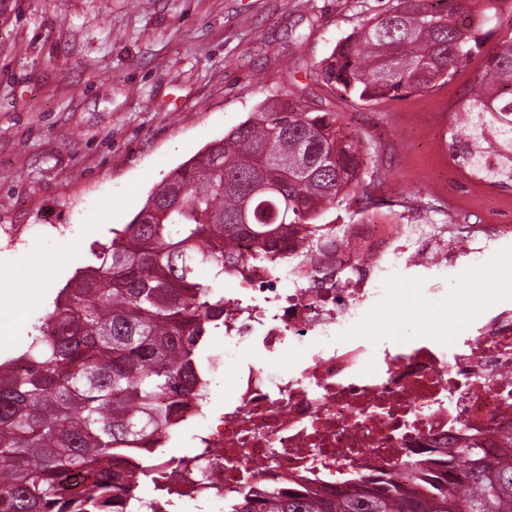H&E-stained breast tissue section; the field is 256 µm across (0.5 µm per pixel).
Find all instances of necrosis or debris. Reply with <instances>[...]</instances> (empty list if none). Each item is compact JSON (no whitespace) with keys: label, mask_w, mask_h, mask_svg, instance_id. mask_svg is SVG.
I'll return each instance as SVG.
<instances>
[{"label":"necrosis or debris","mask_w":512,"mask_h":512,"mask_svg":"<svg viewBox=\"0 0 512 512\" xmlns=\"http://www.w3.org/2000/svg\"><path fill=\"white\" fill-rule=\"evenodd\" d=\"M442 221L380 203L369 187L342 237L300 253L297 235L277 265L250 257L224 291V350L232 386L224 411L183 404L201 421L206 453L177 472L163 512H205L242 496L306 485L328 491L351 476L398 480L407 457L445 455L472 439L512 454V295L493 296L453 338L420 320L417 336H368L377 312L403 317L442 294L449 274L469 277L490 251L512 256V224L498 208L478 223L459 196L435 207ZM218 481H210L211 472Z\"/></svg>","instance_id":"obj_1"}]
</instances>
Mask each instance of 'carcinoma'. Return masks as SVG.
I'll return each instance as SVG.
<instances>
[{
  "instance_id": "carcinoma-1",
  "label": "carcinoma",
  "mask_w": 512,
  "mask_h": 512,
  "mask_svg": "<svg viewBox=\"0 0 512 512\" xmlns=\"http://www.w3.org/2000/svg\"><path fill=\"white\" fill-rule=\"evenodd\" d=\"M507 0H392L340 40L322 81L361 102L448 82L485 44ZM471 5L476 27L455 16ZM462 111L469 135L512 148V37L486 52ZM479 112H505L486 128ZM361 140L334 112H308L286 97L173 169L142 208L59 289L33 332L0 359V512H127L142 482L161 498L192 462L153 455L179 427L187 401L208 398L203 359L224 331V270L247 262L231 249L253 241L280 261L288 228L306 248L338 230L326 220L359 193ZM210 282L198 279L200 269ZM465 462L413 461L406 482L367 475L319 494L302 487L247 496L227 512H512V460L463 448Z\"/></svg>"
}]
</instances>
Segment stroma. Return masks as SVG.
I'll use <instances>...</instances> for the list:
<instances>
[{
    "mask_svg": "<svg viewBox=\"0 0 512 512\" xmlns=\"http://www.w3.org/2000/svg\"><path fill=\"white\" fill-rule=\"evenodd\" d=\"M388 0H0V295L15 306L10 356L94 242L129 223L153 186L274 95L335 113L361 138L386 198L455 191L437 147L484 54L448 83L360 103L317 65ZM512 277L492 257L427 305L465 329Z\"/></svg>",
    "mask_w": 512,
    "mask_h": 512,
    "instance_id": "35a3bbf8",
    "label": "stroma"
}]
</instances>
